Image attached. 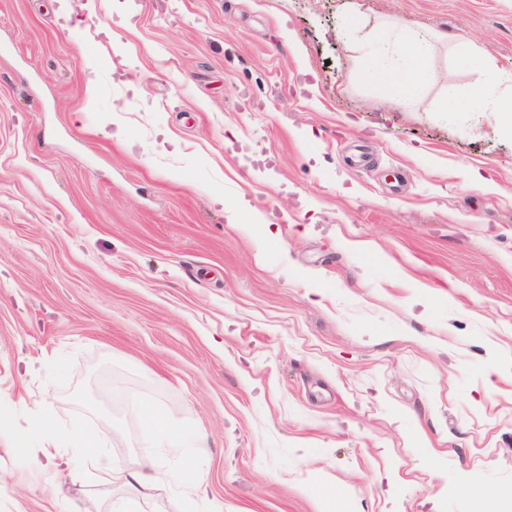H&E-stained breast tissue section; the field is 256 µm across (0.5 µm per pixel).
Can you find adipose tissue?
<instances>
[{"label": "adipose tissue", "mask_w": 512, "mask_h": 512, "mask_svg": "<svg viewBox=\"0 0 512 512\" xmlns=\"http://www.w3.org/2000/svg\"><path fill=\"white\" fill-rule=\"evenodd\" d=\"M428 50L427 42L421 38L395 41L383 47V63H370L365 75L375 82L398 85L406 102H413L425 75ZM469 109L490 114L500 132L512 135V88L488 85L475 96ZM17 406V400L0 394V440H5L12 455L36 460L37 473L44 483H53L61 472L75 468L96 480L111 481V458L80 426L72 424L61 432L53 429L54 418L46 404L34 401L26 405L32 418L31 430L19 435L14 418ZM131 414L154 433L157 447H180L183 431L177 419L158 416L137 400L132 403ZM169 480L170 474L158 458L144 456L138 469L126 479L128 497L111 504V512H137L140 490L165 485Z\"/></svg>", "instance_id": "obj_1"}]
</instances>
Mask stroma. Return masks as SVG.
<instances>
[{"instance_id":"1","label":"stroma","mask_w":512,"mask_h":512,"mask_svg":"<svg viewBox=\"0 0 512 512\" xmlns=\"http://www.w3.org/2000/svg\"><path fill=\"white\" fill-rule=\"evenodd\" d=\"M93 2L0 0V392L127 470L131 398L206 437L143 512H512V137L444 108L512 0ZM417 34L409 105L363 71ZM124 491L0 445V512Z\"/></svg>"}]
</instances>
